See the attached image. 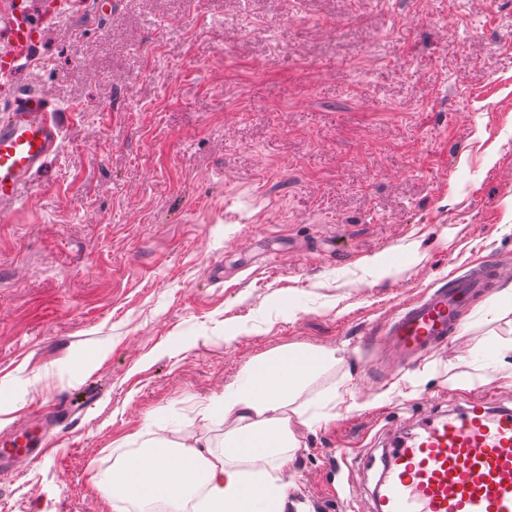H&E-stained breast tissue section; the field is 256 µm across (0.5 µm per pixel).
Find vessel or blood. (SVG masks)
Returning <instances> with one entry per match:
<instances>
[{
    "instance_id": "vessel-or-blood-1",
    "label": "vessel or blood",
    "mask_w": 512,
    "mask_h": 512,
    "mask_svg": "<svg viewBox=\"0 0 512 512\" xmlns=\"http://www.w3.org/2000/svg\"><path fill=\"white\" fill-rule=\"evenodd\" d=\"M64 4L32 14L21 0L0 10V205L25 188L57 154L67 115L50 100L10 82L28 65L43 23ZM506 269L483 264L403 303L383 334L403 367L447 349L473 298L493 292ZM54 440L29 437L0 448L19 468L51 455ZM364 468L381 467L371 492L374 512H512V408L481 393L450 408L434 405L399 428L381 455L364 454Z\"/></svg>"
}]
</instances>
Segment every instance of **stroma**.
Returning a JSON list of instances; mask_svg holds the SVG:
<instances>
[{
	"mask_svg": "<svg viewBox=\"0 0 512 512\" xmlns=\"http://www.w3.org/2000/svg\"><path fill=\"white\" fill-rule=\"evenodd\" d=\"M70 2L15 79L71 117L0 209V438L84 401L51 456L0 469V512H115L114 455L222 452L208 406L296 349L333 357L296 402L288 512H370L377 471L325 449L427 399L512 407L500 292L400 375L381 336L450 273L512 268V0Z\"/></svg>",
	"mask_w": 512,
	"mask_h": 512,
	"instance_id": "35a3bbf8",
	"label": "stroma"
}]
</instances>
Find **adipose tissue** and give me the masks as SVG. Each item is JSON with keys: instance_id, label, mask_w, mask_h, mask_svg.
Masks as SVG:
<instances>
[{"instance_id": "obj_1", "label": "adipose tissue", "mask_w": 512, "mask_h": 512, "mask_svg": "<svg viewBox=\"0 0 512 512\" xmlns=\"http://www.w3.org/2000/svg\"><path fill=\"white\" fill-rule=\"evenodd\" d=\"M303 357L300 368L289 367L284 353L260 361L244 383L216 401L214 412L231 424L223 454L205 455L195 443L174 452L117 455L113 471L121 477V495L179 504L202 489L200 512H283L282 472L299 446L293 404L329 355L307 351Z\"/></svg>"}]
</instances>
